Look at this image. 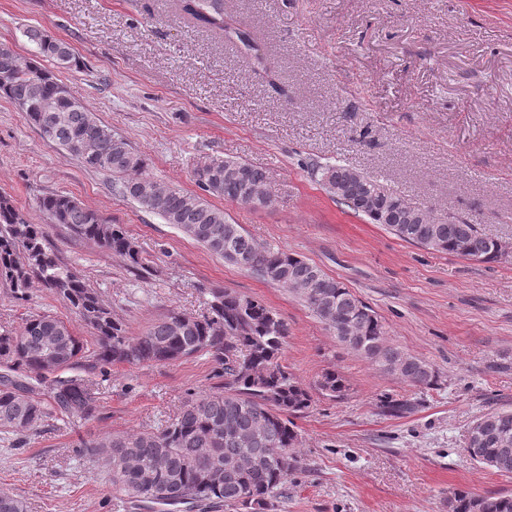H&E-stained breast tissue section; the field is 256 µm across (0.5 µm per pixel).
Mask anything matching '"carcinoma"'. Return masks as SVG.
Instances as JSON below:
<instances>
[{
	"label": "carcinoma",
	"instance_id": "1",
	"mask_svg": "<svg viewBox=\"0 0 512 512\" xmlns=\"http://www.w3.org/2000/svg\"><path fill=\"white\" fill-rule=\"evenodd\" d=\"M179 7L197 23L237 42L252 71L281 92L264 49L251 31L224 13V0H179ZM23 35L35 46L36 56L61 68L80 65L69 44L46 29L31 27ZM0 94L85 168L110 173L120 193L142 209L224 261L240 268L246 263L247 271L296 292L341 344L415 387L436 383L429 363L386 343L376 314L342 282L295 254L259 246L205 197L143 174L145 158L35 60L0 48ZM311 167L337 204L403 241L485 263L504 259L502 243L476 224L443 220L362 171L338 163L314 162ZM193 179L210 196L248 205L270 202L266 172L246 162L205 160L195 165ZM38 207L48 223L66 226L73 236L94 242L131 266L140 264L138 246L121 225L107 222L72 197L46 195ZM34 276L69 303L91 328L94 343L88 348L69 325L47 313L28 315L16 333L0 331L3 442L22 444L49 421L88 422L98 416L99 388L93 380L56 377L44 385L46 374L70 370L86 356L90 367L102 372L113 364H166L208 353L219 365L223 391L189 395L160 431L80 438L76 455L105 472L113 496L123 504L222 503L241 512H270L274 501L285 497L288 477L302 470L293 417L310 407L311 395L279 362L288 336L283 318L255 299L210 288L203 291L210 296L207 314L197 318L172 312L131 337L97 291L59 263L48 246L45 225L30 223L10 198L0 195V278L9 283L14 299L25 301ZM50 352L55 360L45 367L42 358ZM318 386L332 398L347 391L336 371L323 373ZM226 424L251 435L252 443L224 440L216 429ZM467 452L471 460L512 475V411L493 410L477 418L468 431ZM0 512H27V504L21 496L0 490ZM448 512H512V495L484 497L460 490L448 499Z\"/></svg>",
	"mask_w": 512,
	"mask_h": 512
}]
</instances>
